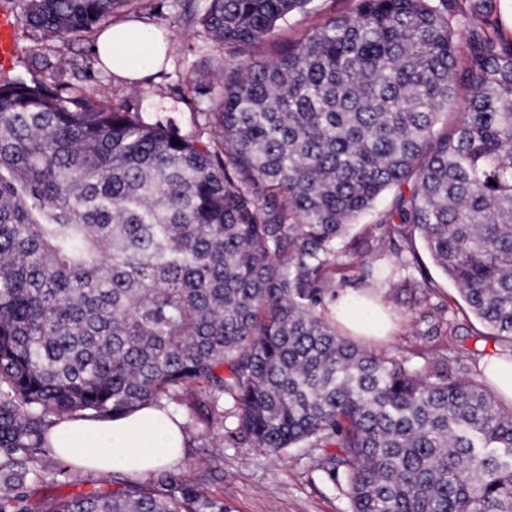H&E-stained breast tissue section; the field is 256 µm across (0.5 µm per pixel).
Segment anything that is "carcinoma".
Here are the masks:
<instances>
[{
    "mask_svg": "<svg viewBox=\"0 0 512 512\" xmlns=\"http://www.w3.org/2000/svg\"><path fill=\"white\" fill-rule=\"evenodd\" d=\"M131 0H28L79 38ZM313 0H209L249 47ZM492 0H353L260 65L224 68L212 137L32 77L0 79V512H231L161 466L36 494L51 427L197 393L211 440L317 452L352 512H512V407L448 320L417 357L342 335L333 274L386 280L419 234L512 358V35ZM394 196L352 238L350 227Z\"/></svg>",
    "mask_w": 512,
    "mask_h": 512,
    "instance_id": "1",
    "label": "carcinoma"
}]
</instances>
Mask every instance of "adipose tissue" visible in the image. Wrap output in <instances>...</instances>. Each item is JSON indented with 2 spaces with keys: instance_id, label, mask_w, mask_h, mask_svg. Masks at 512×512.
Masks as SVG:
<instances>
[{
  "instance_id": "adipose-tissue-1",
  "label": "adipose tissue",
  "mask_w": 512,
  "mask_h": 512,
  "mask_svg": "<svg viewBox=\"0 0 512 512\" xmlns=\"http://www.w3.org/2000/svg\"><path fill=\"white\" fill-rule=\"evenodd\" d=\"M133 29L125 23L106 27L93 46L101 64L118 76L136 79L142 64L130 44ZM51 442L57 457L98 473H147L158 462L176 461L183 436L164 413L146 408L116 419H73L56 425Z\"/></svg>"
}]
</instances>
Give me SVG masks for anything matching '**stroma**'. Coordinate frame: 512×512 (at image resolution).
Wrapping results in <instances>:
<instances>
[{"label": "stroma", "mask_w": 512, "mask_h": 512, "mask_svg": "<svg viewBox=\"0 0 512 512\" xmlns=\"http://www.w3.org/2000/svg\"><path fill=\"white\" fill-rule=\"evenodd\" d=\"M206 0H132L114 14L117 22L147 26L163 33L169 42L163 65L138 81L103 71L92 51L97 30L69 40L41 35L24 25L14 31V55L24 68L50 85H73L97 100L111 99L129 112L158 117L180 133L205 132V114L220 92L222 64L232 49L211 42L199 23ZM353 0H313L308 13L278 23L269 40L246 48L241 59L262 64L272 59L276 44L302 37L327 17L347 12ZM423 273H397L375 293L387 306L393 323L383 339H362L374 351L414 352V332L426 331L427 314L437 306L458 328V344L469 353L471 369H481L495 345L463 301L454 284L421 254ZM189 448L181 465L205 474L207 488L223 496L233 512H351L345 489L332 485L316 468L315 455L293 448L274 457L256 448H228L212 443L202 423L187 433Z\"/></svg>", "instance_id": "stroma-1"}]
</instances>
